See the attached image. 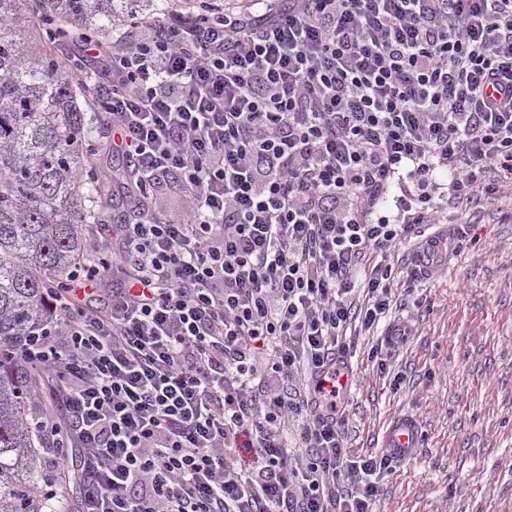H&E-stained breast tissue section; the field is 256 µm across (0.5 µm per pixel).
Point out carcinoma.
<instances>
[{
    "mask_svg": "<svg viewBox=\"0 0 512 512\" xmlns=\"http://www.w3.org/2000/svg\"><path fill=\"white\" fill-rule=\"evenodd\" d=\"M224 11V0H0V512H77L85 481L60 396L35 403L48 380L18 355L23 333L53 314L49 292L89 257L82 225L105 184L129 161L85 182L90 78L77 77L56 47L105 37L158 13ZM71 463L46 476L43 429Z\"/></svg>",
    "mask_w": 512,
    "mask_h": 512,
    "instance_id": "obj_1",
    "label": "carcinoma"
}]
</instances>
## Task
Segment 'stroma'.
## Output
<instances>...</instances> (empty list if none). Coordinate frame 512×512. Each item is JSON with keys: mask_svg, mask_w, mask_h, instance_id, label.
<instances>
[{"mask_svg": "<svg viewBox=\"0 0 512 512\" xmlns=\"http://www.w3.org/2000/svg\"><path fill=\"white\" fill-rule=\"evenodd\" d=\"M465 236L411 304L387 371L353 360L346 407L354 455L385 449L395 420L417 422L410 459L380 483L377 512H512V196L459 217Z\"/></svg>", "mask_w": 512, "mask_h": 512, "instance_id": "1", "label": "stroma"}]
</instances>
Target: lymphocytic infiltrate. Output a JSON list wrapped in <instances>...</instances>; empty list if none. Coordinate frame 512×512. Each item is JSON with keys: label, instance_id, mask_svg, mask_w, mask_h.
<instances>
[{"label": "lymphocytic infiltrate", "instance_id": "f902f5d3", "mask_svg": "<svg viewBox=\"0 0 512 512\" xmlns=\"http://www.w3.org/2000/svg\"><path fill=\"white\" fill-rule=\"evenodd\" d=\"M282 3L81 46L133 220L24 355L66 381L82 512H376L399 458L346 451L347 338L386 323L385 370L411 333L386 322L392 249L512 191V0Z\"/></svg>", "mask_w": 512, "mask_h": 512}]
</instances>
